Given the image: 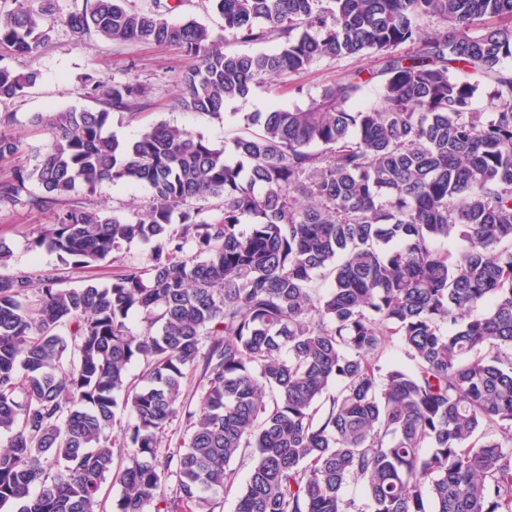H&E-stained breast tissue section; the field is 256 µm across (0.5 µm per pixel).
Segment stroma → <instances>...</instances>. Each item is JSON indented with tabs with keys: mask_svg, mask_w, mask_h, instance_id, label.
Segmentation results:
<instances>
[{
	"mask_svg": "<svg viewBox=\"0 0 512 512\" xmlns=\"http://www.w3.org/2000/svg\"><path fill=\"white\" fill-rule=\"evenodd\" d=\"M192 63L191 57L175 47H157L143 44H112L90 34L76 40L63 24H55L50 40L32 57L0 54V66L17 71L34 70L39 74L36 84L24 96L0 102V117H9V128L16 134L29 133V120L34 113L50 108L84 105L82 78L96 72L105 79L136 76L147 88L137 115L113 114L110 129L118 137L130 138L147 126L167 121L185 128L193 135L203 136L215 146L231 145L243 135L241 116L246 112H263L278 107L304 105L310 92L333 79L339 72L352 68H371L375 62L369 57L324 59L291 81L288 91L278 90L275 84L255 89L244 100L225 106L221 117L210 119L183 111L178 105L176 81L179 74ZM144 189L123 184H101L90 195L94 205L119 215L128 214L131 206L147 200ZM52 213L30 212L20 208L0 207V238L13 249L14 257L6 273L10 276L34 274L47 268L57 269L61 285L76 288L87 278L100 284L108 283L120 265H146L153 250L152 244L133 242L125 246L121 261L102 264L91 271L61 265L56 253L46 248L32 247L34 230L52 223Z\"/></svg>",
	"mask_w": 512,
	"mask_h": 512,
	"instance_id": "obj_1",
	"label": "stroma"
}]
</instances>
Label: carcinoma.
Wrapping results in <instances>:
<instances>
[{
	"mask_svg": "<svg viewBox=\"0 0 512 512\" xmlns=\"http://www.w3.org/2000/svg\"><path fill=\"white\" fill-rule=\"evenodd\" d=\"M15 2L0 47L32 57L56 0ZM209 2L222 35L169 22L159 0H86L61 22L182 49L195 63L179 104L200 117L322 59L377 65L303 106L244 113L233 159L167 122L109 132L146 94L132 76L85 74L95 106L34 114L38 146L0 129V205L54 215L34 247L88 267L154 243L105 285L0 275V507L98 512L110 479L112 512H214L250 448L236 512H512V0ZM228 35L275 48L226 52ZM36 80L0 66V101ZM373 81L380 102L352 108ZM484 89L489 113L473 107ZM104 182L148 201L119 218L73 196ZM452 233L462 249H437ZM394 336L412 367L382 375ZM199 368L197 402L181 400ZM178 417L183 442L163 455Z\"/></svg>",
	"mask_w": 512,
	"mask_h": 512,
	"instance_id": "cac0c4a2",
	"label": "carcinoma"
}]
</instances>
